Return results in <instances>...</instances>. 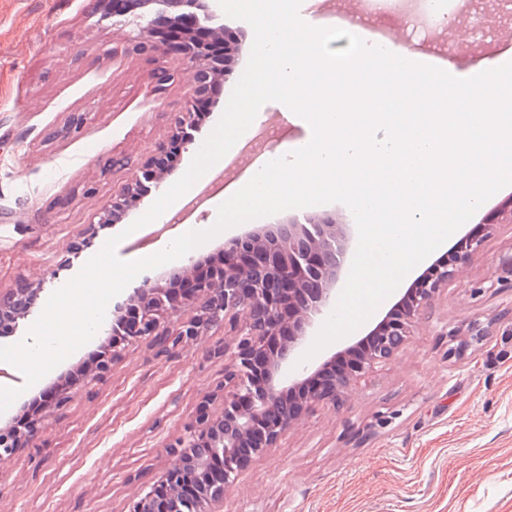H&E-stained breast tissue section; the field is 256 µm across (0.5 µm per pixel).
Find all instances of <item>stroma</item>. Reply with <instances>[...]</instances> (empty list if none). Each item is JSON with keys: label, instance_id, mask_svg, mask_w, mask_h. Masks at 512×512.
Returning a JSON list of instances; mask_svg holds the SVG:
<instances>
[{"label": "stroma", "instance_id": "stroma-1", "mask_svg": "<svg viewBox=\"0 0 512 512\" xmlns=\"http://www.w3.org/2000/svg\"><path fill=\"white\" fill-rule=\"evenodd\" d=\"M153 7L120 18L101 0H0V294L40 284L39 306L78 274L111 237L132 262L165 249L185 229L215 223L218 206L261 166L267 153L307 138L298 115L277 126L282 103L259 110L249 128L265 143L236 167L218 162L224 186L153 239L129 226L153 204L146 197L109 224L98 221L159 142L188 112L191 69L159 44L133 45ZM241 51L217 106L202 121L209 135L249 59L251 26L224 18ZM441 45L466 73L512 54V0H470ZM175 80L156 93L162 64ZM495 227L475 255L460 254L454 277L416 321L405 349L353 382L341 410L314 408L276 448L252 460L224 497V512H512V186L472 216ZM479 331L488 341L462 353L447 335ZM208 329L186 352L161 356L141 341L115 359L101 380L70 383L94 336L35 384L5 364L18 402L0 413V429L20 404L52 384L71 400L43 411L39 439L0 461V512H128L171 463L206 392L224 382V362L209 346L230 338ZM386 425H378L380 416Z\"/></svg>", "mask_w": 512, "mask_h": 512}]
</instances>
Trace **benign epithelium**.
Masks as SVG:
<instances>
[{"label":"benign epithelium","instance_id":"7a95c632","mask_svg":"<svg viewBox=\"0 0 512 512\" xmlns=\"http://www.w3.org/2000/svg\"><path fill=\"white\" fill-rule=\"evenodd\" d=\"M168 13L191 3L200 14L196 22L212 26L224 34V64H212L198 54L182 56V64L195 69L197 81L192 89L193 108H199L197 94L207 74L233 72L236 63V36L223 33L217 0H147ZM179 138L187 150L195 141L196 122L187 112L178 120ZM166 176L147 161L139 174L123 187L112 201V210H123L132 190H141L140 198L159 190ZM352 225L337 224L326 215L308 219L306 224L291 220L287 224L255 225L224 242V278L204 281L197 277L199 259L191 256L174 273L188 278V291L179 300L172 299L158 279L147 278L128 295L127 301L140 305L137 326L125 333L118 313L124 304L114 306L113 319L105 320L100 334L112 345L100 357L89 376L93 381L104 375L111 362L129 345L152 340L159 353L176 355L189 348L206 330L228 326L233 343H224L209 351L212 358L224 359V385L207 393L185 433L169 452L174 460L159 477L169 488L167 500L156 506L154 490L133 502L129 512H223L224 494L235 485L248 461L239 458L246 438L262 434L265 441L253 449L261 457L314 407L343 405L351 382L374 365L392 359L403 348L408 328L430 307L440 287L451 278L444 267L416 290L414 305L405 320L390 324L382 319L371 331L378 336L372 349L356 362L351 373L333 378L329 386L316 387L313 381L337 359L355 354L358 343L334 353L315 367H305L296 378L285 376L290 361L310 343L316 320L333 311L337 289L347 263ZM314 282L317 288L299 303L288 323V339L273 344L274 331L281 315L279 296L286 286L297 288ZM39 292L20 288L0 297V313L15 311L9 333L18 329L17 318L31 312ZM222 398L220 415L210 413V404Z\"/></svg>","mask_w":512,"mask_h":512}]
</instances>
